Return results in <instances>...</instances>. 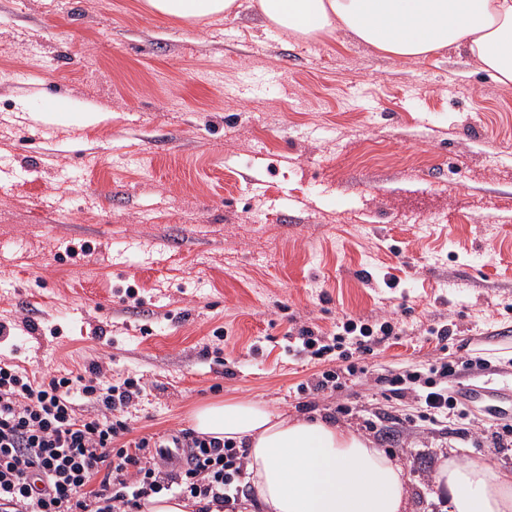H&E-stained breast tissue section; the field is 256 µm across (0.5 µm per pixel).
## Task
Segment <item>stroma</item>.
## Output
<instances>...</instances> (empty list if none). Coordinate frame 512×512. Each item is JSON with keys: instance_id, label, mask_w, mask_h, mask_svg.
Here are the masks:
<instances>
[{"instance_id": "obj_1", "label": "stroma", "mask_w": 512, "mask_h": 512, "mask_svg": "<svg viewBox=\"0 0 512 512\" xmlns=\"http://www.w3.org/2000/svg\"><path fill=\"white\" fill-rule=\"evenodd\" d=\"M258 2L186 21L0 0V241L24 245L0 253V359L142 378L135 438L228 398L320 416L397 459L408 512H448L442 460L512 468L490 435L512 403L434 422L419 382L387 380L449 363V390L512 392V84L466 54L301 40ZM51 96L100 123L45 122ZM349 318L393 332L345 346L340 388L302 391L337 355L289 350L291 333Z\"/></svg>"}]
</instances>
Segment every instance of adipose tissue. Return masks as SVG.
I'll list each match as a JSON object with an SVG mask.
<instances>
[{"label": "adipose tissue", "mask_w": 512, "mask_h": 512, "mask_svg": "<svg viewBox=\"0 0 512 512\" xmlns=\"http://www.w3.org/2000/svg\"><path fill=\"white\" fill-rule=\"evenodd\" d=\"M153 13L195 21L236 0H145ZM264 21L306 39L342 31L400 60L445 49L512 82V0H259ZM197 433L247 451L263 512H408L404 469L361 434L321 418H290L249 399L198 407ZM448 512H512V470L444 462Z\"/></svg>", "instance_id": "adipose-tissue-1"}]
</instances>
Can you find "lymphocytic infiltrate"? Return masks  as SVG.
<instances>
[{
	"label": "lymphocytic infiltrate",
	"instance_id": "f902f5d3",
	"mask_svg": "<svg viewBox=\"0 0 512 512\" xmlns=\"http://www.w3.org/2000/svg\"><path fill=\"white\" fill-rule=\"evenodd\" d=\"M424 382L430 416H466L443 381ZM99 364L85 373L30 377L0 360V512H145L152 496L211 500L235 512L250 490L244 453L224 440L183 429L129 438L117 412L143 392L139 380L103 386Z\"/></svg>",
	"mask_w": 512,
	"mask_h": 512
}]
</instances>
